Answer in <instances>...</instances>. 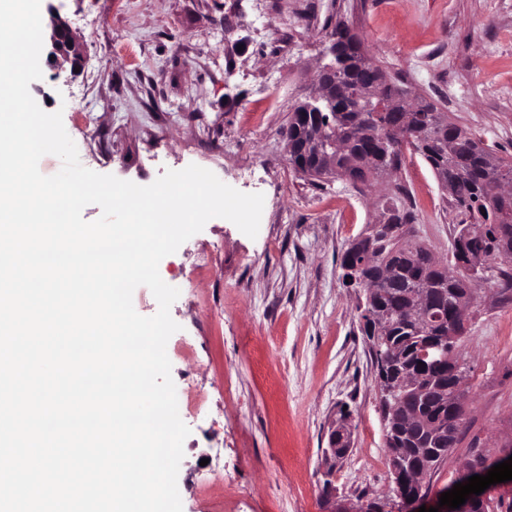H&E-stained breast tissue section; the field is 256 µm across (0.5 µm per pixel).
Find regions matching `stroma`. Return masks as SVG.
<instances>
[{
  "instance_id": "obj_1",
  "label": "stroma",
  "mask_w": 512,
  "mask_h": 512,
  "mask_svg": "<svg viewBox=\"0 0 512 512\" xmlns=\"http://www.w3.org/2000/svg\"><path fill=\"white\" fill-rule=\"evenodd\" d=\"M83 49L78 74L43 67L30 93L62 111L85 167L139 185L195 164L264 196L256 238L209 220L159 264L180 291L166 347L191 433L183 512H401L381 395L341 257L391 210L446 263L464 216L418 154L370 186L315 182L281 135L344 22L370 62L512 156V0H53ZM458 351L468 430L429 485L448 486L471 442H512V292L481 284ZM345 426L351 447L329 451Z\"/></svg>"
}]
</instances>
